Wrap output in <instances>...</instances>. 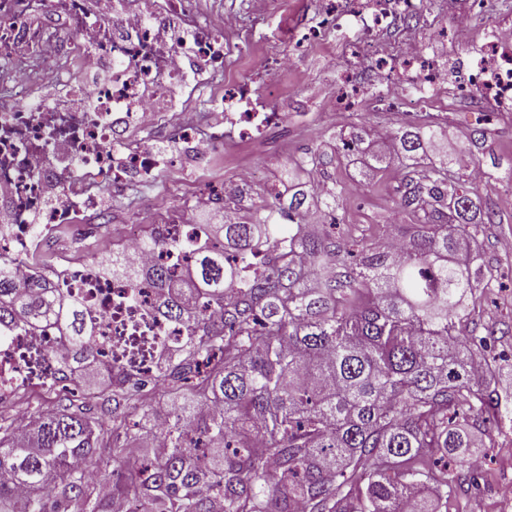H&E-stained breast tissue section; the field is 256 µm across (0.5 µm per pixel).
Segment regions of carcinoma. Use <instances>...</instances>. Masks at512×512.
Segmentation results:
<instances>
[{
  "label": "carcinoma",
  "instance_id": "carcinoma-1",
  "mask_svg": "<svg viewBox=\"0 0 512 512\" xmlns=\"http://www.w3.org/2000/svg\"><path fill=\"white\" fill-rule=\"evenodd\" d=\"M432 125L393 134L395 157L415 162L439 144ZM437 152L425 182L401 196L430 223L396 254L281 224L307 193L255 224H194L186 240L154 226L143 253L166 245L187 263L143 267L117 250L105 273L155 289L158 314L183 329L155 364L163 413L135 373L108 392L59 399L49 416L0 424V512H424L473 486L475 432L490 437L512 399L495 387L486 351L496 330L456 332L491 285L477 226L492 224ZM66 336L58 358L113 367L87 347L95 315L44 277L20 285L0 261V331L16 321ZM141 440L153 452L131 454ZM440 453L459 468L435 474L409 462ZM110 473L112 498L89 479Z\"/></svg>",
  "mask_w": 512,
  "mask_h": 512
}]
</instances>
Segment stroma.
<instances>
[{
    "mask_svg": "<svg viewBox=\"0 0 512 512\" xmlns=\"http://www.w3.org/2000/svg\"><path fill=\"white\" fill-rule=\"evenodd\" d=\"M195 20L222 31L228 14L240 18L242 49L231 64L209 78L205 90L176 85L177 106L170 114L167 133H155L156 141L174 150L173 131L181 115H194L199 131L210 132L224 125L220 106L227 85L247 84L256 92L276 88L273 107L287 117V127L256 142L240 144L222 138L209 166L194 170L178 165L128 182L122 188H105L99 212L87 216L97 233L86 240L74 239L69 228H58L52 246L42 252L46 267H53L58 254L75 262L109 256L119 248L128 225L147 228L178 220L198 223L191 207L193 195L202 189L223 188L234 181L239 166L260 171L259 181L242 186L229 212L231 219L252 224L273 208L288 205V183L308 186L310 168L336 186V205L328 208L306 202L302 221L338 236L363 240L372 247L402 237L411 224L425 223L423 212L399 213L400 196L407 185L424 181L436 156L428 154L420 164L408 167L392 158L380 128L412 130L429 122L444 131L457 161L453 176L468 180L472 168H481L485 180L475 185V200L492 212L493 223L477 236L481 263L495 275V286L478 303L472 316L478 326L494 325L501 333L499 390L512 393V112L498 104L476 100L465 74L476 61L475 49L491 32L512 27V14L499 0H485V24L473 28L471 42L462 45L444 39L455 18L469 14L470 0H422L414 32L428 55L438 56L448 71V80L428 108L417 109L419 85L406 81L404 105L398 109H375L365 104L348 112L331 110L341 76L365 77L371 60L357 61L344 50V37L332 34L307 39L294 36L297 21L317 20L320 0H266L262 16H255L253 0H193ZM288 57L289 68L257 72V59ZM358 138L375 144L374 154L343 148V141ZM494 447L479 451L482 473L477 484L461 498L449 499L448 512H512V428L493 435Z\"/></svg>",
    "mask_w": 512,
    "mask_h": 512,
    "instance_id": "1",
    "label": "stroma"
}]
</instances>
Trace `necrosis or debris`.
<instances>
[{
    "mask_svg": "<svg viewBox=\"0 0 512 512\" xmlns=\"http://www.w3.org/2000/svg\"><path fill=\"white\" fill-rule=\"evenodd\" d=\"M110 11H91L88 0H0V56H13L39 40L43 60L59 56V29L71 31L80 46L78 80L58 78L60 97L40 105L0 97V255L13 262L17 280L37 273L27 256L51 241L57 227L87 231L84 216L97 210L102 182L120 185L164 169L141 142L126 143L130 130L162 123L170 110L173 85L202 84L238 52L224 35L190 23L184 5L168 0H111ZM312 35L331 21L347 20L357 37L347 43L352 56L365 54L370 33L409 25L417 0H322ZM375 80L351 86L354 96L382 89L389 103L408 75L427 91L441 83L437 59L408 43L396 62L379 61ZM480 97L512 109V35L492 33L467 76ZM224 118L238 137L251 139L281 124L285 116L250 87L225 90ZM55 278L83 298L98 324L90 345L106 364L140 372L150 368L158 346L177 334L156 312L155 295L144 287L130 293L122 280L103 275L101 266L62 261ZM64 343L55 328L11 325L0 340V401L18 393L39 395L68 386L75 374L61 370L55 355Z\"/></svg>",
    "mask_w": 512,
    "mask_h": 512,
    "instance_id": "1",
    "label": "necrosis or debris"
}]
</instances>
